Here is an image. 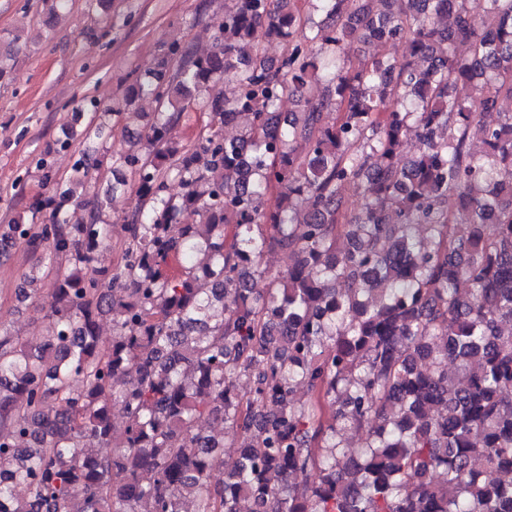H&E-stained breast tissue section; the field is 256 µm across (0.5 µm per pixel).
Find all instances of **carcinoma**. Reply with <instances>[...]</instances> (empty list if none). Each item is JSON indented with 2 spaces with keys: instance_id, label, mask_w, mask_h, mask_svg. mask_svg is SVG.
Listing matches in <instances>:
<instances>
[{
  "instance_id": "cac0c4a2",
  "label": "carcinoma",
  "mask_w": 512,
  "mask_h": 512,
  "mask_svg": "<svg viewBox=\"0 0 512 512\" xmlns=\"http://www.w3.org/2000/svg\"><path fill=\"white\" fill-rule=\"evenodd\" d=\"M233 2L208 52L170 46L128 89L156 120L119 157L138 174L124 263L102 262L103 202L63 213L91 144L51 223L11 227L68 267L25 276L55 335L0 327V512H512V113L486 119L512 98V0L479 20L467 0ZM380 32L408 55L344 57ZM200 88L208 132L174 147ZM203 417L235 437L230 465Z\"/></svg>"
}]
</instances>
